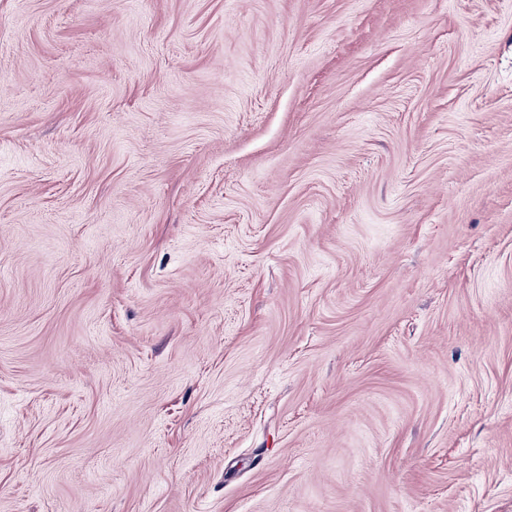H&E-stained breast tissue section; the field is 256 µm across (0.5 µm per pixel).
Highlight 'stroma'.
Wrapping results in <instances>:
<instances>
[{"instance_id": "1", "label": "stroma", "mask_w": 512, "mask_h": 512, "mask_svg": "<svg viewBox=\"0 0 512 512\" xmlns=\"http://www.w3.org/2000/svg\"><path fill=\"white\" fill-rule=\"evenodd\" d=\"M0 512H512V0H0Z\"/></svg>"}]
</instances>
